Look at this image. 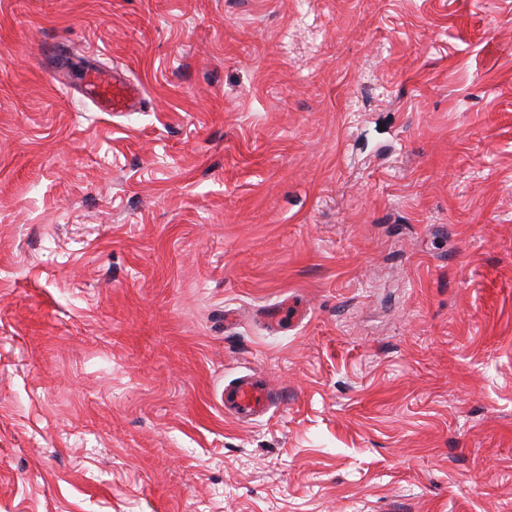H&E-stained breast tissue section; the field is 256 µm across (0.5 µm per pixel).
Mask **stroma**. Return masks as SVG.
<instances>
[{
    "instance_id": "35a3bbf8",
    "label": "stroma",
    "mask_w": 512,
    "mask_h": 512,
    "mask_svg": "<svg viewBox=\"0 0 512 512\" xmlns=\"http://www.w3.org/2000/svg\"><path fill=\"white\" fill-rule=\"evenodd\" d=\"M0 512H512V0H0ZM85 85L97 91L101 107L107 112H130L141 103L140 89L117 80L108 71L90 70ZM273 393L251 378H239L224 388V407L238 422H249L266 414L273 406Z\"/></svg>"
}]
</instances>
